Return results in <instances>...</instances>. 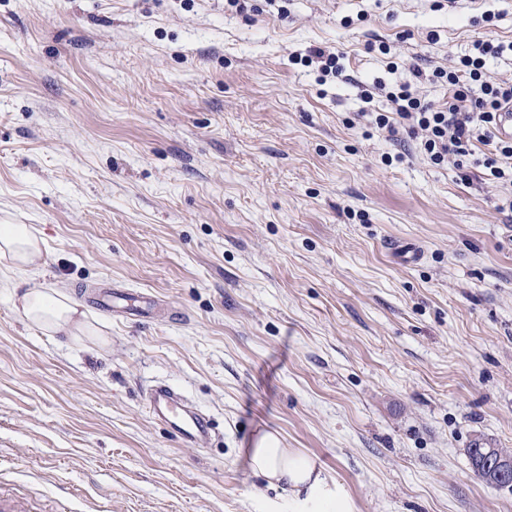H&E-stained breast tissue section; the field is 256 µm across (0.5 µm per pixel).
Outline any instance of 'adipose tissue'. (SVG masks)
I'll return each mask as SVG.
<instances>
[{
  "label": "adipose tissue",
  "instance_id": "1",
  "mask_svg": "<svg viewBox=\"0 0 512 512\" xmlns=\"http://www.w3.org/2000/svg\"><path fill=\"white\" fill-rule=\"evenodd\" d=\"M45 257L43 240L26 224L0 222V275L24 273L39 267ZM14 307L23 318L48 335L101 336L81 310L79 302L56 288H29L13 294ZM253 471L270 485L283 486L299 498L306 512H352L342 491L329 488L315 462L303 454L282 448L276 435H259L249 451Z\"/></svg>",
  "mask_w": 512,
  "mask_h": 512
}]
</instances>
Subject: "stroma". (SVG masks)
<instances>
[{
  "label": "stroma",
  "instance_id": "35a3bbf8",
  "mask_svg": "<svg viewBox=\"0 0 512 512\" xmlns=\"http://www.w3.org/2000/svg\"><path fill=\"white\" fill-rule=\"evenodd\" d=\"M285 7L0 0V221L47 247L16 283L105 324L100 342L45 335L0 285V482L38 512L61 486L75 512H299L250 466L262 432L352 512H512L466 453L512 452L505 190L368 118L403 82L447 96L432 70L512 41V0ZM316 46L341 76L301 62ZM101 289L156 307L104 311ZM159 382L211 416L209 447L145 413ZM467 455L473 472L482 479L486 465H493L498 458L508 457L511 454L502 448H486L483 443L474 442L470 448H467Z\"/></svg>",
  "mask_w": 512,
  "mask_h": 512
}]
</instances>
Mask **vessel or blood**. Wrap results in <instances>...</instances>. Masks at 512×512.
Returning a JSON list of instances; mask_svg holds the SVG:
<instances>
[{"label": "vessel or blood", "instance_id": "obj_1", "mask_svg": "<svg viewBox=\"0 0 512 512\" xmlns=\"http://www.w3.org/2000/svg\"><path fill=\"white\" fill-rule=\"evenodd\" d=\"M94 303L106 310L119 305L124 314L134 317L143 316L151 307L147 297L107 291L99 294ZM144 398L147 414L165 422L184 446L196 448L210 443L212 426L209 418L171 386L164 383L150 386Z\"/></svg>", "mask_w": 512, "mask_h": 512}]
</instances>
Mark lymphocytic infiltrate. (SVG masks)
Masks as SVG:
<instances>
[{
    "mask_svg": "<svg viewBox=\"0 0 512 512\" xmlns=\"http://www.w3.org/2000/svg\"><path fill=\"white\" fill-rule=\"evenodd\" d=\"M512 55V41L481 40L470 55L460 58L456 69L441 67L432 72L433 81L448 88V96L429 101L405 83L389 91L390 111L374 115L378 129L396 134L407 127L420 152L436 166L453 163L463 179L472 167H483L491 179L512 186V140L497 136V117L512 105V84L490 83L482 78L487 60ZM485 154H477L478 146Z\"/></svg>",
    "mask_w": 512,
    "mask_h": 512,
    "instance_id": "f902f5d3",
    "label": "lymphocytic infiltrate"
}]
</instances>
